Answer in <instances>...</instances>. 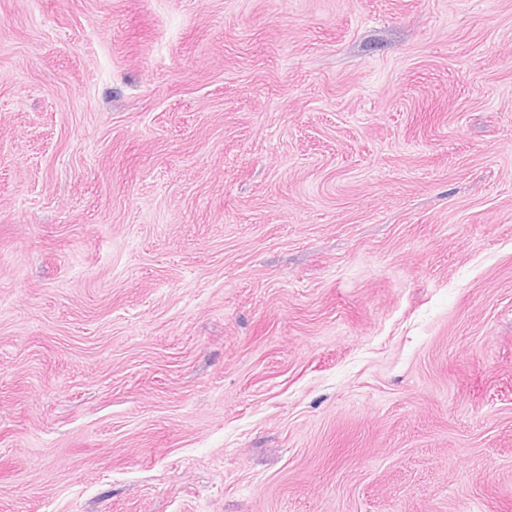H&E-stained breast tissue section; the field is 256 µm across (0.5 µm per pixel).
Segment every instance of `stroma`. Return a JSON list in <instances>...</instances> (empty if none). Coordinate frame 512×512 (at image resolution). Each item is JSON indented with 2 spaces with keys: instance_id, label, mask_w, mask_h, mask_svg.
Returning <instances> with one entry per match:
<instances>
[{
  "instance_id": "35a3bbf8",
  "label": "stroma",
  "mask_w": 512,
  "mask_h": 512,
  "mask_svg": "<svg viewBox=\"0 0 512 512\" xmlns=\"http://www.w3.org/2000/svg\"><path fill=\"white\" fill-rule=\"evenodd\" d=\"M0 512H512V0H0Z\"/></svg>"
}]
</instances>
